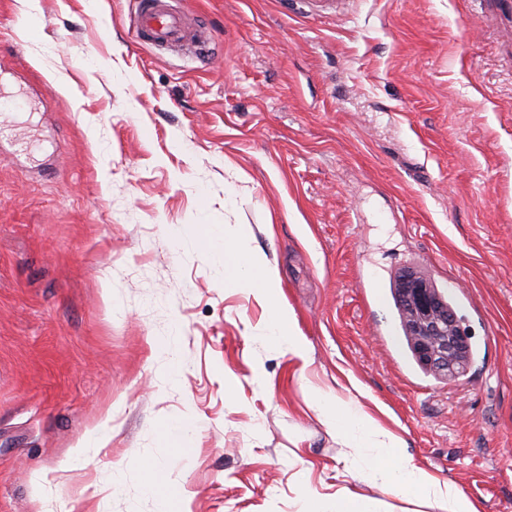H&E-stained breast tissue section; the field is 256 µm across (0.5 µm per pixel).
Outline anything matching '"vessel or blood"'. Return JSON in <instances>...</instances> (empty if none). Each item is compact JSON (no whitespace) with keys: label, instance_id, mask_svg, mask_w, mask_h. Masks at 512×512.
<instances>
[{"label":"vessel or blood","instance_id":"1","mask_svg":"<svg viewBox=\"0 0 512 512\" xmlns=\"http://www.w3.org/2000/svg\"><path fill=\"white\" fill-rule=\"evenodd\" d=\"M132 19L134 34L152 46L180 44L198 57L212 53L208 29L192 26L183 14L169 6V0H135Z\"/></svg>","mask_w":512,"mask_h":512}]
</instances>
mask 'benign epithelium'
Wrapping results in <instances>:
<instances>
[{
    "instance_id": "7a95c632",
    "label": "benign epithelium",
    "mask_w": 512,
    "mask_h": 512,
    "mask_svg": "<svg viewBox=\"0 0 512 512\" xmlns=\"http://www.w3.org/2000/svg\"><path fill=\"white\" fill-rule=\"evenodd\" d=\"M400 294L410 313L409 334L420 362L447 378L457 376L467 363L468 340L457 326L455 312L423 275L412 270L404 274Z\"/></svg>"
}]
</instances>
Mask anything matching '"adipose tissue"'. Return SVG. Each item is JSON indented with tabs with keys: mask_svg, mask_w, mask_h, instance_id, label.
I'll return each instance as SVG.
<instances>
[{
	"mask_svg": "<svg viewBox=\"0 0 512 512\" xmlns=\"http://www.w3.org/2000/svg\"><path fill=\"white\" fill-rule=\"evenodd\" d=\"M205 247H218L223 255L224 281L232 287L252 293L270 307V316L262 328L264 336L286 348L298 358H306L308 344L295 327V317L279 303L274 294L278 284L277 271L259 254L248 250L244 236L235 229L224 232L221 244H214L211 235H204ZM312 401L323 414L325 424L338 439L350 448L390 447L386 459L371 458L353 465V472L367 471L379 481L380 488L396 490L413 496L431 495L448 504V512H479L476 503L448 481L426 475L410 458L397 450L396 440L386 439V431L365 412L356 400L335 401L323 389L310 391Z\"/></svg>",
	"mask_w": 512,
	"mask_h": 512,
	"instance_id": "adipose-tissue-1",
	"label": "adipose tissue"
}]
</instances>
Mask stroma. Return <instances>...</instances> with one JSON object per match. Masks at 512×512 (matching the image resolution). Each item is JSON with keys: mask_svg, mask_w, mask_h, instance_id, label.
<instances>
[{"mask_svg": "<svg viewBox=\"0 0 512 512\" xmlns=\"http://www.w3.org/2000/svg\"><path fill=\"white\" fill-rule=\"evenodd\" d=\"M214 55L140 43L134 0H0V512H448L353 474L309 397L355 399L428 475L512 512V0H174ZM246 227L301 359L198 225ZM474 359L411 361L403 268ZM111 425L104 448H80ZM189 446L175 449L174 430ZM333 512H377L378 503L371 498L355 494L347 488L336 493V503Z\"/></svg>", "mask_w": 512, "mask_h": 512, "instance_id": "stroma-1", "label": "stroma"}]
</instances>
